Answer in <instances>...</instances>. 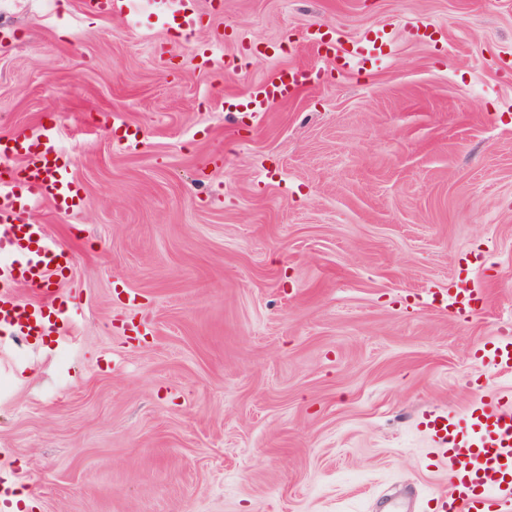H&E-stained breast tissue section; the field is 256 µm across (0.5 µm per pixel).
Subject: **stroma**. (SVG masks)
I'll return each mask as SVG.
<instances>
[{
  "label": "stroma",
  "instance_id": "stroma-1",
  "mask_svg": "<svg viewBox=\"0 0 512 512\" xmlns=\"http://www.w3.org/2000/svg\"><path fill=\"white\" fill-rule=\"evenodd\" d=\"M56 2L0 14V136L61 126L86 207L30 219L82 317L0 353V480L33 512H428L448 468L423 415L512 405L475 357L512 333V0H198L189 41L147 0ZM317 25L389 52L340 70L305 47ZM299 66L291 100L243 109ZM459 276L481 315L422 300ZM134 0H83L85 9L97 11L109 16L124 15L130 12Z\"/></svg>",
  "mask_w": 512,
  "mask_h": 512
}]
</instances>
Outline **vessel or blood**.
<instances>
[{
  "instance_id": "b4317fda",
  "label": "vessel or blood",
  "mask_w": 512,
  "mask_h": 512,
  "mask_svg": "<svg viewBox=\"0 0 512 512\" xmlns=\"http://www.w3.org/2000/svg\"><path fill=\"white\" fill-rule=\"evenodd\" d=\"M134 0H82L85 9L109 16L129 12ZM167 29L194 37L203 26L197 0H151ZM306 42L321 57L335 58L339 68L365 69L368 56L362 43L342 47L321 28L308 29ZM301 72L291 68L253 87L247 106L264 112L295 96L302 86ZM58 125L41 126L31 133L0 138V331H9L27 345L60 343L80 315L76 301L62 299L51 287L52 277L63 276L70 257L44 225L28 224L24 216L50 205L65 215L85 205L70 157L58 149ZM23 282L31 303H20L14 283ZM487 293L475 283L453 282L440 304L470 318L487 307ZM479 358L497 370L512 369V338L505 336L484 347ZM424 425L439 455L451 467L448 488L435 499L434 512H505L512 506V409L481 403L467 426L448 416L426 418Z\"/></svg>"
}]
</instances>
